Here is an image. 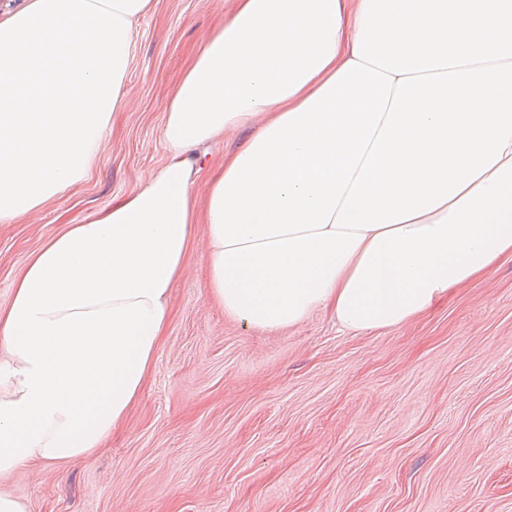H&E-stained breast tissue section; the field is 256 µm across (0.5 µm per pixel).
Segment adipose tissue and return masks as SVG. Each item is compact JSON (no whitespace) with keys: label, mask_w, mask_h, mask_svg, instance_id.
<instances>
[{"label":"adipose tissue","mask_w":512,"mask_h":512,"mask_svg":"<svg viewBox=\"0 0 512 512\" xmlns=\"http://www.w3.org/2000/svg\"><path fill=\"white\" fill-rule=\"evenodd\" d=\"M157 3L0 5V224L86 181ZM361 12L231 0L163 103L164 162L29 255L0 307V479L124 423L195 249L207 298L264 331L327 307L380 332L512 259V58L388 73L353 55Z\"/></svg>","instance_id":"ef3b65f1"}]
</instances>
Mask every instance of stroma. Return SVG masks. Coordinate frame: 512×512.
Returning <instances> with one entry per match:
<instances>
[{"label":"stroma","instance_id":"35a3bbf8","mask_svg":"<svg viewBox=\"0 0 512 512\" xmlns=\"http://www.w3.org/2000/svg\"><path fill=\"white\" fill-rule=\"evenodd\" d=\"M225 0H159L129 96L87 180L31 222L0 224V306L28 255L134 190L165 159L163 102ZM174 316L126 424L89 460L5 481L28 512H512V261L372 334L330 311L260 331L205 294Z\"/></svg>","mask_w":512,"mask_h":512}]
</instances>
